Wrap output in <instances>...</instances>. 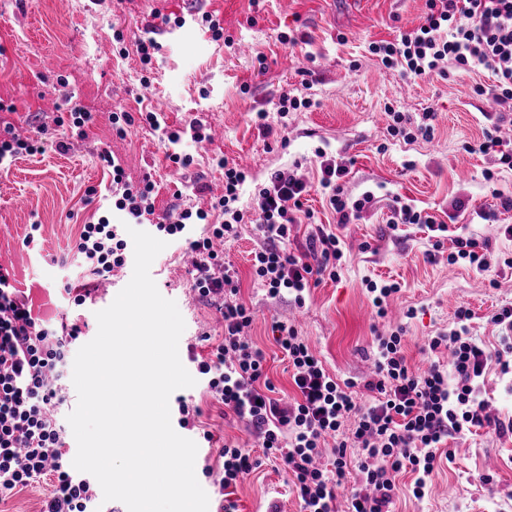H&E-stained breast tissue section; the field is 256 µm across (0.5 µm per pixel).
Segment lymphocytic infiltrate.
I'll return each mask as SVG.
<instances>
[{"label":"lymphocytic infiltrate","instance_id":"1","mask_svg":"<svg viewBox=\"0 0 512 512\" xmlns=\"http://www.w3.org/2000/svg\"><path fill=\"white\" fill-rule=\"evenodd\" d=\"M423 23L392 41L368 45L387 70L413 81L446 76L454 70H480L493 82L475 85L477 95L512 112V0H426ZM319 186L339 224L359 220L373 192L352 197L341 179L345 166L318 151ZM121 165L112 167V184L120 195L118 210L135 221L155 216L159 238L178 237L197 260L190 269L192 288L212 299L224 322V334L197 361L218 404L244 422L265 456L279 459L290 476V487L301 512H337L336 490L350 483L349 512H390L396 480L403 471L415 476L413 492L423 497L450 439L471 429L489 428L502 434L506 426L491 416L480 397V379L489 361L512 370V306L492 317L505 330L500 349L490 351L470 336V308L456 310L460 329L432 337V353L447 352V362H434L420 373L406 363L403 329L375 339V377L366 382L369 402L357 403L351 382L339 381L298 336L294 327L276 322V344L293 367L296 397L284 405L273 396L265 376L264 353L244 334L252 322L249 309L237 299L238 273L214 247L215 241L240 234L245 212L238 208L247 172L224 169V193L214 203L223 216L210 223L206 210H183L177 220L156 217L155 185L131 184ZM308 183L293 170H278L258 191L254 220L262 240L255 250V278L270 297L305 295L323 278H337L344 256L340 237L317 225L306 250L289 249L291 231L300 221ZM213 209V210H214ZM204 224L196 234V224ZM390 226L417 224L433 233L435 246L449 244V264L466 262L486 271L491 267L488 243L449 235L436 216L407 204L394 206ZM127 242L107 218L83 225L75 243L82 264L98 277L127 262ZM81 335L78 324L35 314L32 300L20 294L8 271L0 269V494L23 490L43 481L49 486L42 512H95L97 493L88 476L75 470L67 449L68 434L61 411L67 401L68 354ZM348 435H341L345 421ZM337 435L332 466L321 464L320 444Z\"/></svg>","mask_w":512,"mask_h":512}]
</instances>
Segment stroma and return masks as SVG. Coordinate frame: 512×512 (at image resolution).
I'll list each match as a JSON object with an SVG mask.
<instances>
[{"label":"stroma","mask_w":512,"mask_h":512,"mask_svg":"<svg viewBox=\"0 0 512 512\" xmlns=\"http://www.w3.org/2000/svg\"><path fill=\"white\" fill-rule=\"evenodd\" d=\"M426 12L425 0H0V101L9 109L0 121L24 138H38L40 126H53L59 106L71 103L93 112L86 137L56 133L43 151L20 155L0 165V265L9 268L15 286L29 293L47 316L84 322V338L97 333L100 298L85 305L68 303L67 280L91 276L72 246L83 224L108 217L123 224L115 209L111 176L102 160L109 153L121 163L129 182L152 176L157 184L156 214L178 215L208 208L220 194L224 171L217 158L244 165L251 178L239 199L255 209V188L274 171L294 168L317 181V150H326L348 168L343 182L352 196L370 191L372 206L356 224L338 227L347 262L339 279L311 288L303 306L288 297L270 298L252 276L251 253L260 244L251 225L224 243V254L239 277V298L252 308V340L266 354L270 380L284 399L294 396L291 368L272 334L275 321L291 320L301 338L338 379L368 380L373 368L374 336L404 325L408 365L424 368L428 338L456 328L457 305L474 317L469 334L488 347L499 344L491 316L512 304V268L480 272L449 264L447 250L434 249L426 232L413 224L391 230L387 220L394 199L448 222L451 234L488 240L494 258L512 255V240L477 215L492 204L494 184L512 187V171L497 183L483 173L491 156L474 147L495 121L485 99L473 87L487 83L475 72L436 77L413 84L386 71L368 51L373 41L394 40L416 28ZM224 29L216 41L202 14ZM184 18L183 26L164 24V17ZM124 33L125 54H118L112 34ZM293 36L297 45L282 43ZM161 45L151 69L136 53L139 38ZM248 53H240V45ZM306 98L310 108L280 116L281 97ZM420 120L435 110L434 136L406 141L389 138L386 107ZM159 110L160 128L134 126L126 133L112 127L116 112ZM267 115V127L254 121ZM200 119L223 135L203 143L183 138L167 141L165 131ZM191 155L193 163L178 169L172 153ZM37 241L25 244L31 225ZM183 244L169 240L155 258L151 276L162 296L174 300L185 321L180 359L195 371L192 354H206L203 332L215 331L219 313L194 293L182 262ZM397 284L386 318H375L368 281ZM481 393L494 417L512 420V372L489 365ZM203 411V429L183 428L202 453L195 460L197 480L209 497V512H221L222 501L237 512H299L280 463L263 461L254 472L219 490L220 445L251 446L245 426L224 415L204 382L185 391ZM213 441H206L204 432ZM450 460L437 468L423 498L412 494V477L399 480L395 512H512V434L478 431L449 441ZM211 475H203L204 467Z\"/></svg>","instance_id":"stroma-1"}]
</instances>
